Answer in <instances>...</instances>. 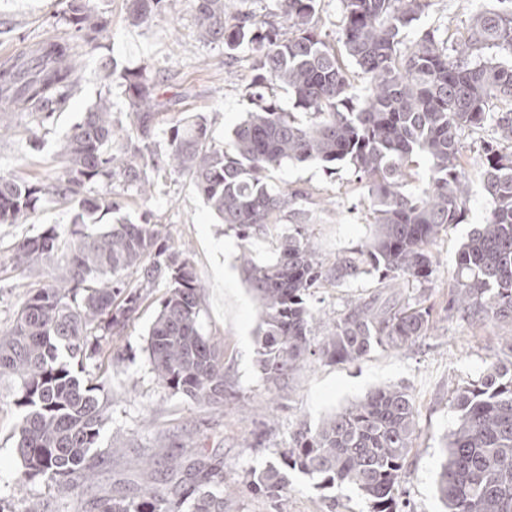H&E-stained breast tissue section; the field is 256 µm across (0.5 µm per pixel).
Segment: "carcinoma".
Listing matches in <instances>:
<instances>
[{
  "mask_svg": "<svg viewBox=\"0 0 512 512\" xmlns=\"http://www.w3.org/2000/svg\"><path fill=\"white\" fill-rule=\"evenodd\" d=\"M87 2L67 0L73 33L0 62V137L10 130L6 114L31 112L45 122L77 92L83 48L110 25ZM171 2L129 0L128 18L145 23ZM193 4L200 39L222 42L229 52L244 44L256 52L252 108L229 146L215 141L202 116H173L169 146L157 151L158 118L168 101L158 93L159 80L138 68L123 75L124 117L99 99L67 136L53 181L0 176V224L22 223L51 197L76 203L75 223L82 225L69 236L51 227L13 247L17 267L52 264L13 327L0 331V375L17 380L16 405L23 409L13 438L27 480L62 486L95 479L109 396L105 381L86 374L85 363L100 370L125 360L104 346L138 316L144 288L160 282L167 288L146 347L158 383L200 405H224V344L203 330V286L190 261L166 244L150 211L137 223L116 216L100 225L121 205L110 191L87 195L91 183L146 194L149 170L185 175L248 242L267 234L293 201L288 190L269 183L271 170L294 161L353 169L368 191L375 224L369 242L331 261L297 229L280 237L268 261L255 260L248 248L242 256L260 305L256 352L271 389L312 357L351 363L375 347L401 350L426 335L430 313L416 297L398 307L355 301L324 323L317 341L321 318L307 297L325 283L373 271L390 288L430 282V245L465 218L461 136L492 121L483 189L493 208L458 252L448 310L512 321V64L498 60L512 59V0H494L474 15L456 43L428 31L406 54L399 51L401 32L428 0H342L339 55L315 22L318 0H280L287 36L272 22L235 11L229 0ZM346 59L368 80L360 101L352 96ZM273 82L288 87L310 122H297L265 99ZM417 158L429 165V184L420 194L405 190ZM130 270L139 275L137 287L126 281ZM451 406L457 423L438 475L445 512H512V358L457 388ZM415 426L409 390L379 388L316 429L299 428L249 487L277 495L291 470L324 488L356 489L369 512H402L399 478ZM169 460L168 472L185 471L177 482L142 495H101L89 501L91 512H224V467L200 460L185 466L179 454ZM0 512H50V503L32 499L18 510L14 499L0 496Z\"/></svg>",
  "mask_w": 512,
  "mask_h": 512,
  "instance_id": "cac0c4a2",
  "label": "carcinoma"
}]
</instances>
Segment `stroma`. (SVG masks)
I'll return each mask as SVG.
<instances>
[{"mask_svg":"<svg viewBox=\"0 0 512 512\" xmlns=\"http://www.w3.org/2000/svg\"><path fill=\"white\" fill-rule=\"evenodd\" d=\"M90 5L109 18L110 27L83 56L79 91L48 123L26 112L14 114V135L0 139L1 174L32 181L56 176L62 144L99 98L109 97L115 114L126 112L122 75L137 67L158 77L170 112L204 116L215 140L229 141L250 108L255 67L249 46L228 54L223 44L200 40L191 0H176L160 18L141 25L128 19L127 0H91ZM490 5L491 0H430L425 12L402 31L399 48L407 50L426 31L460 37L471 16ZM65 8L66 0H0V53H14L64 35L68 30L62 17ZM33 135L43 148L30 155L27 142ZM492 137L489 126L461 137L469 184L466 216L463 223L443 230L431 247L437 270L424 300L430 311L428 334L402 350L373 349L354 363H306L281 390H268L261 378L256 354L259 306L241 268L244 242L236 231L220 223L186 177L154 178L146 199L122 191V215L135 222L144 210H151L164 224L172 250L183 253L193 265L204 287V329L224 343L226 393L223 406L207 407L156 382L146 340L165 290L145 289L138 317L112 342L113 349L126 352L127 359L106 375L110 407L100 446L117 445L122 452L105 460L99 486L115 492L148 487L151 480L143 465L165 470L167 457L174 452L188 461L223 462L226 512H368L354 489L322 490L293 471L286 489L275 498L244 493L243 487L251 471L275 460L276 450L287 446L300 425L317 426L370 391L394 385L409 389L417 414L399 489L413 512H443L437 478L442 448L457 420L451 397L465 382L478 379L503 360L512 341L510 321H471L448 314L457 253L491 209L483 191L481 154L484 142ZM271 182L298 192L299 197L295 208L283 212L278 225L256 240L258 260L271 259L278 237L298 228L330 260L372 236L367 191L348 166L288 162L272 171ZM73 219L71 205L47 199L24 223L0 224L1 330L12 327L28 291L49 271L45 264L14 267L10 261L14 244L50 227L73 230ZM377 292V274H366L316 289L308 305L327 318L344 310L347 303L370 299ZM14 391L13 379H0V495L46 497L53 503L52 512H74L79 503L90 499L89 489L57 490L38 479H21L12 438L20 413Z\"/></svg>","mask_w":512,"mask_h":512,"instance_id":"35a3bbf8","label":"stroma"}]
</instances>
